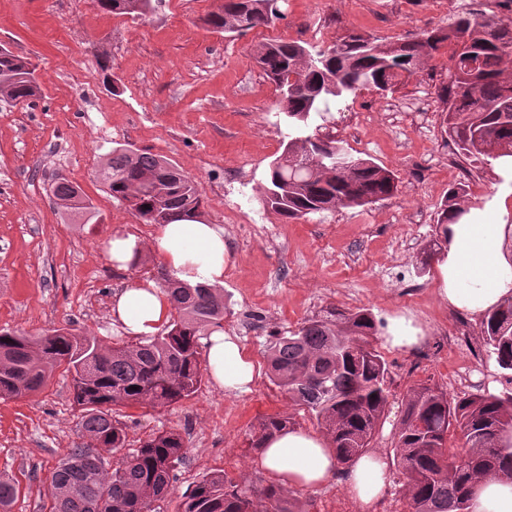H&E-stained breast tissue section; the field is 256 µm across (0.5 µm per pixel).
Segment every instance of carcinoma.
I'll use <instances>...</instances> for the list:
<instances>
[{
    "label": "carcinoma",
    "instance_id": "cac0c4a2",
    "mask_svg": "<svg viewBox=\"0 0 512 512\" xmlns=\"http://www.w3.org/2000/svg\"><path fill=\"white\" fill-rule=\"evenodd\" d=\"M118 15L143 17L154 0H98ZM284 18L282 0H224L204 18L218 32L245 34ZM448 44L446 104L449 141L463 155L492 164L512 158V17L503 19L464 5L446 27L408 39L395 52L361 33H347L312 52L297 41L274 40L252 58L275 82L288 141L271 161L260 201L288 223L309 214L363 207L391 197L397 176L371 158L353 156L333 136L319 134L316 119L336 104L370 88L392 92ZM475 63L472 82L466 68ZM3 97L18 103L39 93L35 67L0 51ZM98 176L112 198L148 224L195 219L204 201L193 180L163 156L128 147L112 149ZM55 203L89 223L98 216L80 187L59 175L51 185ZM467 185L448 191L437 213L436 232L448 244L447 225L467 211ZM175 318L162 335L119 346L67 328L30 338L0 332V398L20 399L40 391L57 367L71 375L72 401L81 412L82 442L51 473L49 512H153L174 489L186 458L177 431H163L125 449L126 425L115 408H165L196 394L203 384L199 337L222 327L224 295L206 285L165 280ZM376 321L367 308H336L309 319L266 346L270 380L290 401L315 414L336 464L351 467L366 454L386 418L387 362L372 346ZM481 336L497 365L512 371V298L489 312ZM295 426L288 413L261 420L249 440L259 453L266 439ZM460 433L463 446L448 448ZM410 512H466L472 488L488 477L512 478V393L450 398L436 385L410 389L401 400L394 446ZM242 490L222 471L202 476L185 494L182 512H303L290 490L250 478ZM18 494L0 477V512H10Z\"/></svg>",
    "mask_w": 512,
    "mask_h": 512
}]
</instances>
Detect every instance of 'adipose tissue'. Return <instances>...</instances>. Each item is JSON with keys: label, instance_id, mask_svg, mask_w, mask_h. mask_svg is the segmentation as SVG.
Returning a JSON list of instances; mask_svg holds the SVG:
<instances>
[{"label": "adipose tissue", "instance_id": "1", "mask_svg": "<svg viewBox=\"0 0 512 512\" xmlns=\"http://www.w3.org/2000/svg\"><path fill=\"white\" fill-rule=\"evenodd\" d=\"M495 202L469 207L458 223L448 227V246L437 261L439 294L450 307L478 319L512 297V225L499 221ZM152 248L175 280L219 287L224 283L226 251L224 227L202 220H178L162 225ZM172 305L154 281H138L115 294L112 319L134 337H147L168 323ZM208 371L219 389L228 394L250 391L255 365L237 336L212 329L204 337ZM262 466L294 488H313L340 479L363 505L379 500L387 486L386 464L367 454L353 467L338 473L332 451L322 438L299 428L266 441ZM469 512H512V481L488 479L478 483L469 500Z\"/></svg>", "mask_w": 512, "mask_h": 512}]
</instances>
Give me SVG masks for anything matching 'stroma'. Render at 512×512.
<instances>
[{
  "label": "stroma",
  "instance_id": "obj_1",
  "mask_svg": "<svg viewBox=\"0 0 512 512\" xmlns=\"http://www.w3.org/2000/svg\"><path fill=\"white\" fill-rule=\"evenodd\" d=\"M219 2L158 0L155 11L133 18L96 0H0V43L35 66L40 85L31 102L0 100V330L36 337L66 327L107 344L127 341L112 321L114 294L138 280L162 281L164 271L153 252L128 269L107 253L114 234L148 241L159 231L96 178L115 147L165 157L194 180L206 219L224 227V329L239 337L257 378L246 393L224 394L208 378L178 404L118 412L128 447L162 431L184 439L175 491L156 512H180L184 493L219 469L272 484L248 446L265 417L286 412L297 428L318 433L315 417L270 383L265 349L270 336L331 309H371L381 329L405 316L422 330L424 342L412 349L373 342L389 365L392 406L421 383L451 397L512 393V372L490 358L480 321L439 296L436 262L426 257L438 206L458 182L470 202L504 200L501 221L512 225V180L457 155L444 132L438 91L448 81L447 49L394 92L361 91L322 124L354 155L394 171L395 195L287 224L260 203L287 128L252 48L279 39L325 47L349 32L411 39L446 25L462 0H286L283 20L241 36L204 24ZM57 175L81 187L97 221L73 223L56 207ZM397 421L389 414L371 443L389 476L372 508L334 480L294 490L305 512H409L394 457ZM79 422L71 378L59 370L29 397L0 399V474L20 489L11 512H44L50 473L79 443Z\"/></svg>",
  "mask_w": 512,
  "mask_h": 512
}]
</instances>
